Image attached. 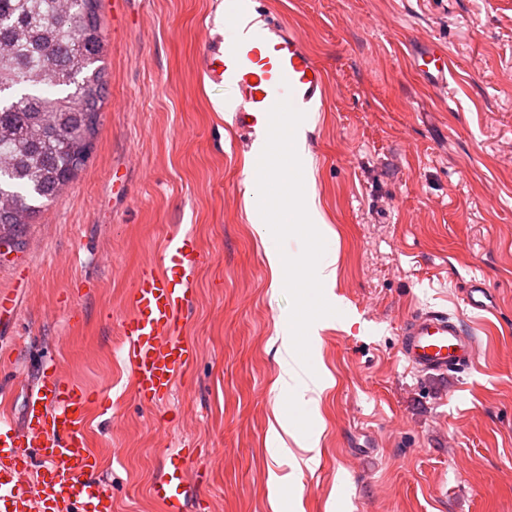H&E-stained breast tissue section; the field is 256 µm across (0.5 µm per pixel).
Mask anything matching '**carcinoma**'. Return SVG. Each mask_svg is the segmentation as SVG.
I'll return each instance as SVG.
<instances>
[{
	"instance_id": "carcinoma-1",
	"label": "carcinoma",
	"mask_w": 512,
	"mask_h": 512,
	"mask_svg": "<svg viewBox=\"0 0 512 512\" xmlns=\"http://www.w3.org/2000/svg\"><path fill=\"white\" fill-rule=\"evenodd\" d=\"M98 0H0V240L85 164L105 93Z\"/></svg>"
}]
</instances>
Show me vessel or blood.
<instances>
[{"label": "vessel or blood", "instance_id": "vessel-or-blood-1", "mask_svg": "<svg viewBox=\"0 0 512 512\" xmlns=\"http://www.w3.org/2000/svg\"><path fill=\"white\" fill-rule=\"evenodd\" d=\"M255 0H225L222 33L214 34L198 59L203 81L232 90V110L241 129L276 138L322 102L327 74L302 39L274 19L243 39L239 23ZM450 60L437 47L416 60L434 90L448 89ZM200 254L191 236L171 238L161 269L147 268L129 297L123 321L124 350L142 403L168 395L187 369L190 344L178 330L194 293ZM477 339L448 312L428 309L401 326L399 353L411 369L445 375L471 368ZM91 399L48 366L30 389L22 427L0 418V512H113L112 489L96 476L98 461L83 434ZM167 512H184L188 491L179 465H171L153 487Z\"/></svg>", "mask_w": 512, "mask_h": 512}]
</instances>
